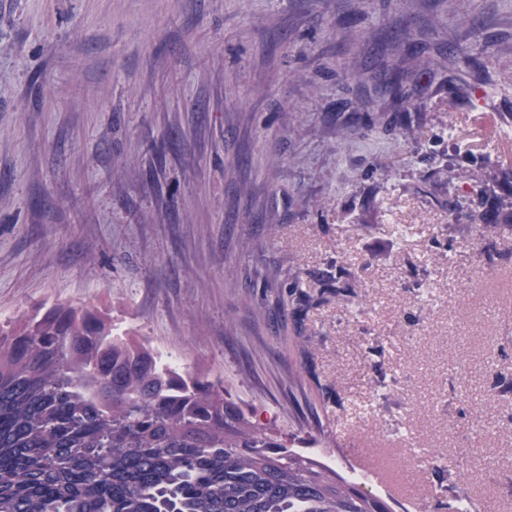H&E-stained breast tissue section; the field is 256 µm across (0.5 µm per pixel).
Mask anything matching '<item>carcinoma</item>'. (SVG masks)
<instances>
[{"mask_svg":"<svg viewBox=\"0 0 512 512\" xmlns=\"http://www.w3.org/2000/svg\"><path fill=\"white\" fill-rule=\"evenodd\" d=\"M0 512H386L95 307L0 321Z\"/></svg>","mask_w":512,"mask_h":512,"instance_id":"1","label":"carcinoma"}]
</instances>
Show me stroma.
I'll use <instances>...</instances> for the list:
<instances>
[{
	"label": "stroma",
	"mask_w": 512,
	"mask_h": 512,
	"mask_svg": "<svg viewBox=\"0 0 512 512\" xmlns=\"http://www.w3.org/2000/svg\"><path fill=\"white\" fill-rule=\"evenodd\" d=\"M510 214L512 0H0V319L108 311L389 512H512Z\"/></svg>",
	"instance_id": "stroma-1"
}]
</instances>
